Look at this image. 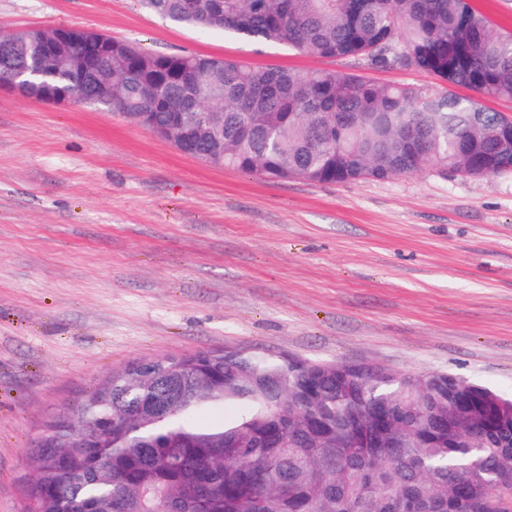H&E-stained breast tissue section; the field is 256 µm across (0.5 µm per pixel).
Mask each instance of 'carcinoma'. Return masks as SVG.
I'll list each match as a JSON object with an SVG mask.
<instances>
[{
  "mask_svg": "<svg viewBox=\"0 0 512 512\" xmlns=\"http://www.w3.org/2000/svg\"><path fill=\"white\" fill-rule=\"evenodd\" d=\"M141 2L177 24L442 83L428 94L112 40V97L89 89V103L157 126L172 112H222L226 167L319 184L408 176L429 160L458 176L512 170L508 117L452 92L512 99V35L467 0ZM56 32L19 36V59ZM102 37L73 55L99 60ZM72 71L45 66L27 98L57 103ZM454 379L248 350L135 360L46 423L55 437L31 450L22 512H512V397ZM165 394L164 410L146 409ZM226 405L233 417L198 422ZM109 420L112 447H74Z\"/></svg>",
  "mask_w": 512,
  "mask_h": 512,
  "instance_id": "carcinoma-1",
  "label": "carcinoma"
}]
</instances>
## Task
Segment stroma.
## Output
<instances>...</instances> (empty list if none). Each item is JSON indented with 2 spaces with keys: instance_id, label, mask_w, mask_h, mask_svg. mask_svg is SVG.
Masks as SVG:
<instances>
[{
  "instance_id": "obj_1",
  "label": "stroma",
  "mask_w": 512,
  "mask_h": 512,
  "mask_svg": "<svg viewBox=\"0 0 512 512\" xmlns=\"http://www.w3.org/2000/svg\"><path fill=\"white\" fill-rule=\"evenodd\" d=\"M33 26L440 89L178 25L140 0H0V34ZM224 348L447 372L512 396V171L269 179L0 82V512H21L45 422L113 369Z\"/></svg>"
}]
</instances>
